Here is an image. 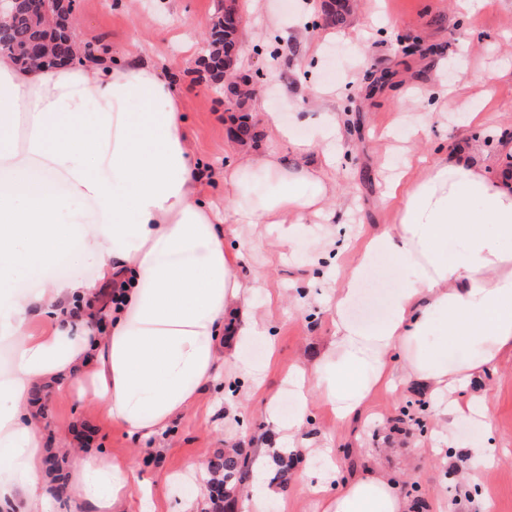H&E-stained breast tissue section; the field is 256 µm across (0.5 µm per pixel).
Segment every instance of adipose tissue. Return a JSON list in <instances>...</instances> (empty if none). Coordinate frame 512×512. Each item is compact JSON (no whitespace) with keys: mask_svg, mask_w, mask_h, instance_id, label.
I'll return each instance as SVG.
<instances>
[{"mask_svg":"<svg viewBox=\"0 0 512 512\" xmlns=\"http://www.w3.org/2000/svg\"><path fill=\"white\" fill-rule=\"evenodd\" d=\"M180 113L175 84L142 49L116 59L77 42L70 63L54 69L0 55V329L20 335L30 314V299L13 290L18 272L73 247L76 200L94 202L85 242L103 277L125 288L123 309L100 333L96 309L70 314L87 286L50 281L41 310L55 328L19 345L0 385V464L19 477L0 482V497L21 496L24 512H38L49 483L38 413L44 385L85 379L107 417L151 437L216 379L227 311L239 312L237 343L266 333L245 307L244 254L224 247L206 202L213 177L191 151ZM420 163L422 178L396 179L389 190L402 197L396 223L367 239L337 288L336 332L320 363L297 369V408L283 428L301 432L313 389L348 420L398 369L435 399L447 430L472 423L476 433L461 454L491 465L484 397L461 404L453 394L512 354V172L490 173L478 151L465 148ZM332 165L328 158L286 170L274 154L246 155L225 169L224 188L244 195L247 172L262 167L275 190L246 221L271 225L290 247L305 232L303 214L321 212ZM370 278L383 290L384 313L351 320L347 309ZM72 467L70 492L92 512H132L136 494L153 499L149 482L95 451ZM323 512H406V503L390 477L370 472L326 497Z\"/></svg>","mask_w":512,"mask_h":512,"instance_id":"ef3b65f1","label":"adipose tissue"}]
</instances>
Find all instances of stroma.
<instances>
[{"label":"stroma","mask_w":512,"mask_h":512,"mask_svg":"<svg viewBox=\"0 0 512 512\" xmlns=\"http://www.w3.org/2000/svg\"><path fill=\"white\" fill-rule=\"evenodd\" d=\"M329 0H238L247 16L237 68L248 73L254 94L230 102L216 93L201 62L204 33L217 0H76L79 36L93 50H153L165 76L174 79L182 115L197 158L215 175L236 165L235 133L249 127L255 155L275 153L283 168L322 162L319 153L299 154L329 122L340 135L333 144L334 188L324 210L305 220L306 231L287 252L273 233L255 235L238 212L251 198L226 194L216 183L212 198L224 212V246L242 249L241 279L257 290L251 297L266 319L269 341L252 340L247 358L264 365L261 377L228 364L214 383L197 393L184 414L158 435L143 439L101 415L95 397L49 389L41 414L46 447L70 476L81 449L92 448L125 462L158 491L160 512H209L204 487L208 462L237 446L248 457L260 448L288 442L271 416L294 411L288 374L321 359L335 333L331 300L354 263L359 244L393 224L398 201L388 197L390 180L410 150L438 153L480 147L495 169L512 170V0H489L470 11L460 0H354L343 23L327 20ZM297 35L285 38L290 25ZM480 94L488 122L467 110L447 113L441 86ZM277 113L292 133L282 141L266 130L261 115ZM295 295L308 305H290ZM484 395L491 417L489 446L498 450L490 468L455 465L449 458L472 432L460 422L447 434L428 393L398 380L377 389L356 418L338 421L319 397H311L288 491L277 492L267 512H317L306 484L323 463L316 448L330 449L333 478L323 496L367 472L398 479L407 512H471L473 501L491 512H512V356L484 370L458 400ZM474 472L467 480L466 472Z\"/></svg>","instance_id":"1"}]
</instances>
